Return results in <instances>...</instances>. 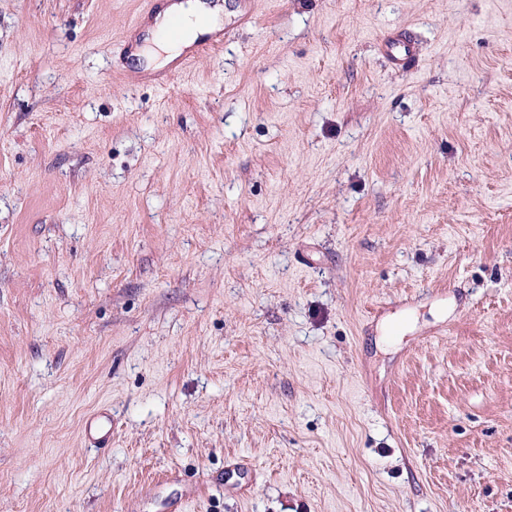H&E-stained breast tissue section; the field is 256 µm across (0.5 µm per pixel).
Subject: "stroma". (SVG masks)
<instances>
[{"label": "stroma", "instance_id": "1", "mask_svg": "<svg viewBox=\"0 0 512 512\" xmlns=\"http://www.w3.org/2000/svg\"><path fill=\"white\" fill-rule=\"evenodd\" d=\"M224 4L0 0V512H512V0ZM181 26L180 38L176 41H163L160 37L172 20ZM224 4L205 3L201 0H181L165 3L146 27L142 37L143 45H135L133 55L142 59L154 70L173 63L199 37L213 34L222 28ZM382 45L386 57L395 66L404 67L413 60L414 47L405 33L396 32L384 37Z\"/></svg>", "mask_w": 512, "mask_h": 512}]
</instances>
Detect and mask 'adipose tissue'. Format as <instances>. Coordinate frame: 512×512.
I'll return each mask as SVG.
<instances>
[{
  "label": "adipose tissue",
  "mask_w": 512,
  "mask_h": 512,
  "mask_svg": "<svg viewBox=\"0 0 512 512\" xmlns=\"http://www.w3.org/2000/svg\"><path fill=\"white\" fill-rule=\"evenodd\" d=\"M224 6L219 0H166L146 27L134 55L159 70L173 63L199 37L222 28Z\"/></svg>",
  "instance_id": "ef3b65f1"
}]
</instances>
